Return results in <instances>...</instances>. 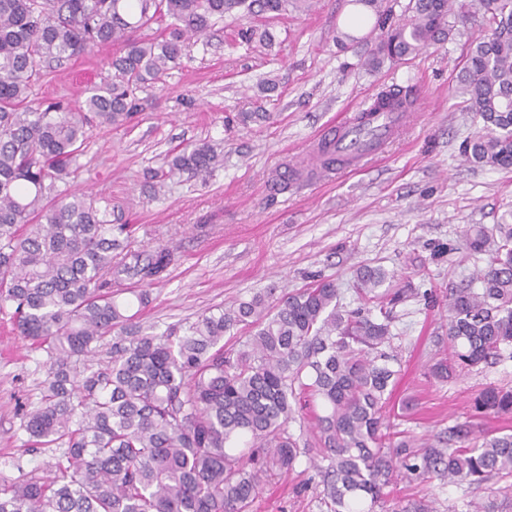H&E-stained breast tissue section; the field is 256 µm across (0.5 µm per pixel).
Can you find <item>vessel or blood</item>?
<instances>
[{"instance_id": "vessel-or-blood-1", "label": "vessel or blood", "mask_w": 512, "mask_h": 512, "mask_svg": "<svg viewBox=\"0 0 512 512\" xmlns=\"http://www.w3.org/2000/svg\"><path fill=\"white\" fill-rule=\"evenodd\" d=\"M421 108V97L414 95L396 98L381 107L370 100L323 129L318 140L330 143L335 149L340 167L361 169L378 159L411 124ZM274 175L287 181L292 189L302 188L308 183L300 165L291 159L279 163Z\"/></svg>"}]
</instances>
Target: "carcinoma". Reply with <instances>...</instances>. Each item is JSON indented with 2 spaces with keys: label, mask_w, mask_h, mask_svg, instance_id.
Segmentation results:
<instances>
[{
  "label": "carcinoma",
  "mask_w": 512,
  "mask_h": 512,
  "mask_svg": "<svg viewBox=\"0 0 512 512\" xmlns=\"http://www.w3.org/2000/svg\"><path fill=\"white\" fill-rule=\"evenodd\" d=\"M375 16L369 63L405 61L452 36L473 0H410L403 23L384 0H352ZM491 35L472 44L459 82L484 132L466 160L512 166V0H479ZM307 0H0V310L20 335L45 349L41 405L23 414L36 445L64 452L48 477L0 479V512H248L262 486L292 472L300 457L319 470L329 512H437L399 485H442L494 494L466 512H512V433L455 421L431 442L405 435L388 406L402 372L391 333L393 309L409 288L381 286L387 273L355 271L359 305L319 279L273 299L202 314L183 332L145 333L121 298L122 281L147 287L173 261L167 247L117 258L129 225L108 207L60 188L77 178L90 123L122 126L136 91L178 67L224 15L276 17ZM166 23L167 34H132ZM116 48L109 81L62 110L27 104L38 62L63 61L94 46ZM224 165L208 141L181 148L159 184L204 179ZM465 248L486 256L480 287L445 292L448 324L427 376L456 380L480 366L512 361V223L464 230ZM239 346L225 338L240 327ZM112 338L110 360L77 368ZM477 412L512 414V390L488 387ZM311 417L296 436L289 424Z\"/></svg>",
  "instance_id": "1"
}]
</instances>
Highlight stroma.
<instances>
[{"label":"stroma","instance_id":"1","mask_svg":"<svg viewBox=\"0 0 512 512\" xmlns=\"http://www.w3.org/2000/svg\"><path fill=\"white\" fill-rule=\"evenodd\" d=\"M254 22L225 18L208 44L192 45L179 68L138 91L140 111L130 123L92 129L70 189L115 205L131 226L129 250H173L139 315L145 328L182 329L210 309L269 289L279 298L320 276L335 280L352 308L362 265L391 273V287L410 285L414 296L393 314L403 377L390 414L408 434L436 435L472 414L485 388L512 387V361L447 383L425 375L432 336L446 321L443 290L467 284L485 265L463 249V230L512 216V168L483 167L461 154L483 123L457 75L470 43L488 30L476 14L410 60L371 66L374 18L351 0H311L308 9L267 20L268 46L240 39ZM342 32L355 36L351 48L338 43ZM111 55L98 46L42 64L30 100L84 99L111 77ZM392 86L420 92L424 108L383 157L295 193L269 190L266 176L284 157L299 156L327 124ZM202 141L223 143V167L203 183L176 176L158 184L172 150ZM47 361L0 311V477L49 475L61 454L31 445L23 427V410L39 403ZM317 480L300 458L291 474L263 486L250 512H326Z\"/></svg>","mask_w":512,"mask_h":512}]
</instances>
